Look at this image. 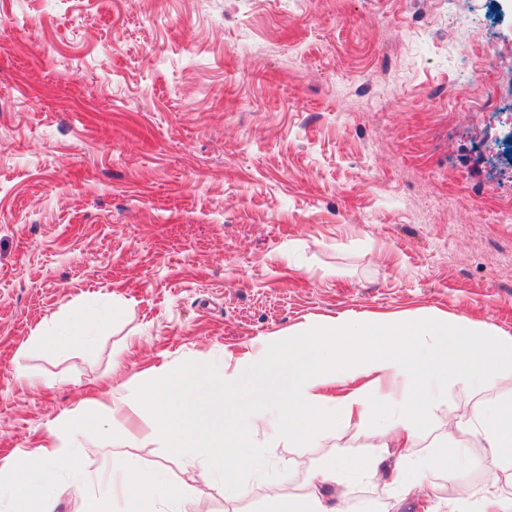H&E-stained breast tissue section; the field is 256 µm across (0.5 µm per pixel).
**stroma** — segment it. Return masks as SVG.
I'll use <instances>...</instances> for the list:
<instances>
[{
  "label": "stroma",
  "mask_w": 512,
  "mask_h": 512,
  "mask_svg": "<svg viewBox=\"0 0 512 512\" xmlns=\"http://www.w3.org/2000/svg\"><path fill=\"white\" fill-rule=\"evenodd\" d=\"M511 130L512 0H0V464L165 364L223 360L242 421L304 326L432 312L512 334ZM76 311L100 317L93 354L28 348ZM510 398L508 376L449 388L409 457L464 445L483 465L459 480L507 476L446 423ZM85 439L187 485L183 512H268L304 467L392 456L356 423L281 442L235 499L159 441Z\"/></svg>",
  "instance_id": "1"
}]
</instances>
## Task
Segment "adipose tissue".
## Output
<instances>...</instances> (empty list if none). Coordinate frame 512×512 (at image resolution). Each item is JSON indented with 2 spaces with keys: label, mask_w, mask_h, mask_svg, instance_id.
Returning a JSON list of instances; mask_svg holds the SVG:
<instances>
[{
  "label": "adipose tissue",
  "mask_w": 512,
  "mask_h": 512,
  "mask_svg": "<svg viewBox=\"0 0 512 512\" xmlns=\"http://www.w3.org/2000/svg\"><path fill=\"white\" fill-rule=\"evenodd\" d=\"M45 357L95 338L81 317L52 322L29 340ZM273 363L288 368V391L259 402L251 421L229 425L224 410L243 390L224 377L219 396L206 382L209 363L165 366L145 377L137 406L100 413L67 412L53 422L47 445L25 451L0 465V499L12 512H57L55 492L61 473L78 476L93 448L83 446L85 432L101 423H128L130 438H160L171 453L189 460L204 458L237 490L241 471L257 466L243 449L257 447L259 432L307 447L328 428L378 418L398 441L412 442L429 422L448 387L482 391L512 374V335L466 316L447 322L426 313L396 320H341L328 327H304L280 340ZM456 430L479 439L494 458L512 459V400L475 407L454 421ZM379 472L370 459L336 458L307 469L308 495L275 497L274 512H328L321 497L332 490L350 494ZM188 488L161 469H143L121 456L102 458L84 512H103L105 501L120 502L121 512H179ZM431 512H512L498 476L483 484L463 483L453 498L436 502Z\"/></svg>",
  "instance_id": "1"
}]
</instances>
